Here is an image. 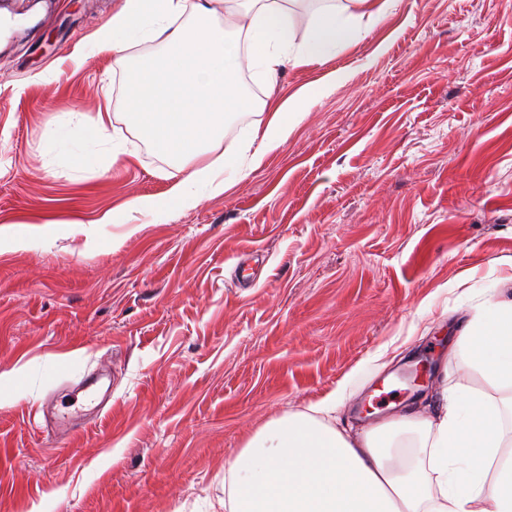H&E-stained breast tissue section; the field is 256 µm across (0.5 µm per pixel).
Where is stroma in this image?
<instances>
[{
	"label": "stroma",
	"instance_id": "35a3bbf8",
	"mask_svg": "<svg viewBox=\"0 0 512 512\" xmlns=\"http://www.w3.org/2000/svg\"><path fill=\"white\" fill-rule=\"evenodd\" d=\"M119 4L0 0L35 18L0 42V226L29 239L0 243V512H224V467L269 421L336 392L380 422L422 360L429 396H496L455 326L512 294V0H390L274 86L248 67L257 99L325 91L259 168L134 233L99 218L165 198L172 168L123 119L130 162L44 155L122 90L86 51ZM262 120L234 114L192 167ZM94 370L93 415L74 386ZM48 401L84 428L49 434Z\"/></svg>",
	"mask_w": 512,
	"mask_h": 512
}]
</instances>
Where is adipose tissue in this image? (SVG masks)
Returning <instances> with one entry per match:
<instances>
[{
	"mask_svg": "<svg viewBox=\"0 0 512 512\" xmlns=\"http://www.w3.org/2000/svg\"><path fill=\"white\" fill-rule=\"evenodd\" d=\"M184 11L185 0H122L91 50L116 56L123 96L91 121L72 113L70 127L52 129L46 139L47 153L63 151L76 166L90 167L96 157L87 139L106 137L113 111L124 112L176 170L166 200L139 196L127 204L128 212L155 219L223 193L225 164L244 154L256 169L293 130L296 106L272 109L242 91L244 64L257 65L274 81L286 63L307 64L354 39L386 4L354 0L350 13L317 15L310 39L292 57L285 51L292 23L278 0H198L191 23L181 22ZM146 41L163 46L159 60L131 56V48ZM255 109L271 112L253 130L258 148L245 144L224 159L189 167V157L212 142L233 113ZM457 342L471 353L470 369L503 398L458 390L432 413L407 408L383 425L351 433L328 424L337 404L328 395L250 438L224 469V512H512V463L500 457L512 447L500 426L502 414L512 412V299L488 301L459 329ZM403 434L417 439L409 459L399 449Z\"/></svg>",
	"mask_w": 512,
	"mask_h": 512,
	"instance_id": "obj_1",
	"label": "adipose tissue"
}]
</instances>
